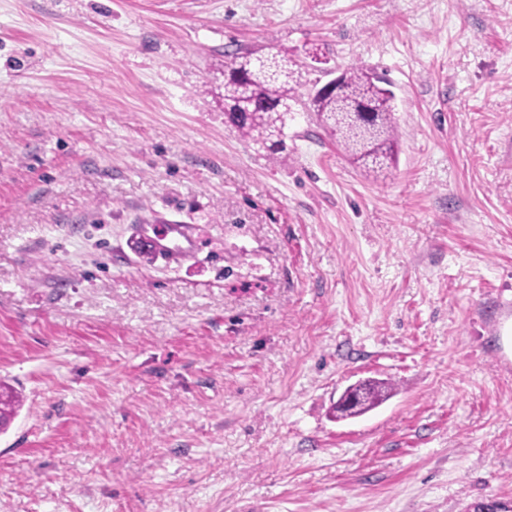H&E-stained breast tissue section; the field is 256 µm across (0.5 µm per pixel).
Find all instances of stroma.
Returning a JSON list of instances; mask_svg holds the SVG:
<instances>
[{
    "instance_id": "stroma-1",
    "label": "stroma",
    "mask_w": 512,
    "mask_h": 512,
    "mask_svg": "<svg viewBox=\"0 0 512 512\" xmlns=\"http://www.w3.org/2000/svg\"><path fill=\"white\" fill-rule=\"evenodd\" d=\"M314 46L391 82L387 178L225 124L229 54ZM507 303L512 0H0V512L512 502ZM197 240L185 224L157 222L151 224L140 236L142 252L155 259L170 260L192 252ZM23 405L22 397L0 381V430L2 431ZM363 390V399L356 412L357 415L365 413L383 401L386 397V389L384 382H373L359 385Z\"/></svg>"
}]
</instances>
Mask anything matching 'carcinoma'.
Wrapping results in <instances>:
<instances>
[{"label": "carcinoma", "instance_id": "1", "mask_svg": "<svg viewBox=\"0 0 512 512\" xmlns=\"http://www.w3.org/2000/svg\"><path fill=\"white\" fill-rule=\"evenodd\" d=\"M385 79L359 67L344 71L336 94L308 93L304 107L335 137L352 163L365 175H387L398 157L400 133L394 118V93L382 86ZM301 76L288 70V55L235 54L224 63V123L253 141L273 160L287 146L280 139L288 114L301 101ZM362 414L383 401V382L361 385ZM23 405L22 397L0 383V430Z\"/></svg>", "mask_w": 512, "mask_h": 512}]
</instances>
